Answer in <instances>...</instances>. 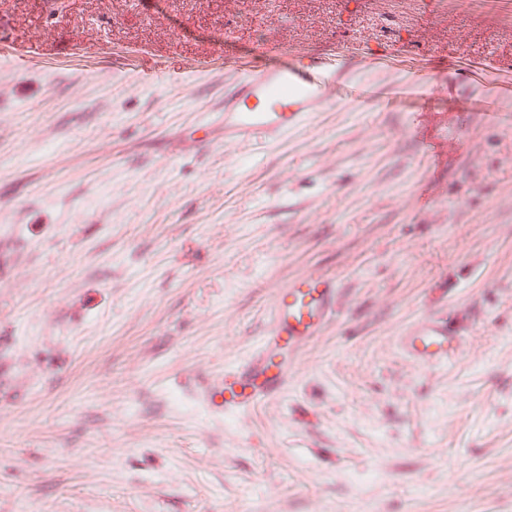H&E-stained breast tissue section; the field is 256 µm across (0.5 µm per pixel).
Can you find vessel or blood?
Here are the masks:
<instances>
[{
  "label": "vessel or blood",
  "instance_id": "obj_1",
  "mask_svg": "<svg viewBox=\"0 0 512 512\" xmlns=\"http://www.w3.org/2000/svg\"><path fill=\"white\" fill-rule=\"evenodd\" d=\"M244 90L233 113V132L248 136L257 131L283 134L301 123L322 104L323 80L318 63L291 65L264 56L244 77ZM336 300L335 282L319 273L293 276L276 290L273 325L257 351L228 368L222 379L200 383L197 400L209 411L226 414L254 409L279 392L293 366L292 353L326 326ZM401 343L417 363L435 367L455 355L460 341L446 319L429 317L413 327Z\"/></svg>",
  "mask_w": 512,
  "mask_h": 512
}]
</instances>
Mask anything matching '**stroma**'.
I'll use <instances>...</instances> for the list:
<instances>
[{
    "label": "stroma",
    "instance_id": "obj_1",
    "mask_svg": "<svg viewBox=\"0 0 512 512\" xmlns=\"http://www.w3.org/2000/svg\"><path fill=\"white\" fill-rule=\"evenodd\" d=\"M261 54L329 105L227 135ZM304 272L287 388L208 412ZM0 512H512V0H0ZM401 343L407 354L417 363L435 367L455 355L460 348V341L455 330L448 325V320L439 317H427L406 336Z\"/></svg>",
    "mask_w": 512,
    "mask_h": 512
}]
</instances>
